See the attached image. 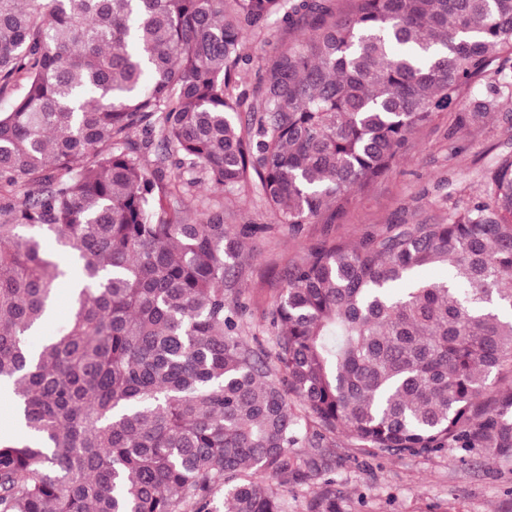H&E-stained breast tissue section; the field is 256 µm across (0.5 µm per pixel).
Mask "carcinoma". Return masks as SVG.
Segmentation results:
<instances>
[{"label": "carcinoma", "mask_w": 512, "mask_h": 512, "mask_svg": "<svg viewBox=\"0 0 512 512\" xmlns=\"http://www.w3.org/2000/svg\"><path fill=\"white\" fill-rule=\"evenodd\" d=\"M274 16L298 37L244 128L243 33ZM511 63L512 0H0V512H287L338 436L512 462V150L448 223L288 265L270 355L228 302L263 226L183 211L253 186L295 232L331 224L437 113L451 138L511 103ZM308 512H340L330 485Z\"/></svg>", "instance_id": "cac0c4a2"}]
</instances>
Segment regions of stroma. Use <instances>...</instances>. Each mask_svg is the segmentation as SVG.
I'll return each instance as SVG.
<instances>
[{"label":"stroma","instance_id":"obj_1","mask_svg":"<svg viewBox=\"0 0 512 512\" xmlns=\"http://www.w3.org/2000/svg\"><path fill=\"white\" fill-rule=\"evenodd\" d=\"M295 38L279 17L261 32L245 33L236 95L252 102L261 67ZM512 106L477 125L449 135L447 114L412 137L404 160L386 179L358 194L355 205L337 223L307 224L301 232L277 223L258 192L245 190L224 200L225 223L259 224L263 230L243 241V256L232 270L230 305L241 308L239 322L247 335L266 339L267 316L273 308L284 274L308 246L328 236L358 241L368 231L389 224L444 223L449 192L483 189L482 170L505 152L506 117ZM462 149L461 162L448 166V145ZM331 479L341 512H512V464L494 456L456 448L402 456H366L344 437H337L332 468L304 486L285 489L288 512H306L307 502Z\"/></svg>","mask_w":512,"mask_h":512}]
</instances>
